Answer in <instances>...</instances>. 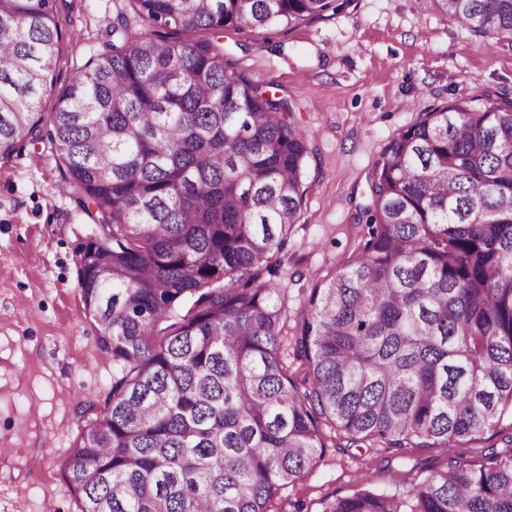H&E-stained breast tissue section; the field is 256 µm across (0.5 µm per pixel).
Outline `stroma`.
<instances>
[{"label":"stroma","mask_w":512,"mask_h":512,"mask_svg":"<svg viewBox=\"0 0 512 512\" xmlns=\"http://www.w3.org/2000/svg\"><path fill=\"white\" fill-rule=\"evenodd\" d=\"M58 24L71 33L41 101L102 48L122 0H72ZM224 48L262 88L285 96L312 155L305 215L293 227L274 277L285 329L295 332L312 288L358 250L359 210L387 143L420 112L460 95L512 98V48L484 53L436 0H353L343 11L276 32L225 31ZM92 232L64 188L48 145L26 143L0 161V512H77L63 477L69 452L102 409L112 357L100 349L77 279L76 253ZM324 458L281 489L273 512H323L357 486L377 490L444 468L450 457L481 464L503 447L512 422L454 451L357 443L324 428Z\"/></svg>","instance_id":"obj_1"}]
</instances>
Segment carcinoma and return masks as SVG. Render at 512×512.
Listing matches in <instances>:
<instances>
[{"label":"carcinoma","instance_id":"carcinoma-1","mask_svg":"<svg viewBox=\"0 0 512 512\" xmlns=\"http://www.w3.org/2000/svg\"><path fill=\"white\" fill-rule=\"evenodd\" d=\"M56 2L0 0V160L48 142L94 228L78 286L112 385L64 470L78 512H270L324 457V426L456 448L512 412L511 99L455 97L385 146L360 251L312 288L293 334L300 387L269 276L303 218L312 151L288 100L220 39L352 0H124L143 30L118 10L46 118ZM438 2L512 48V0ZM485 459L323 512H512V436Z\"/></svg>","mask_w":512,"mask_h":512}]
</instances>
